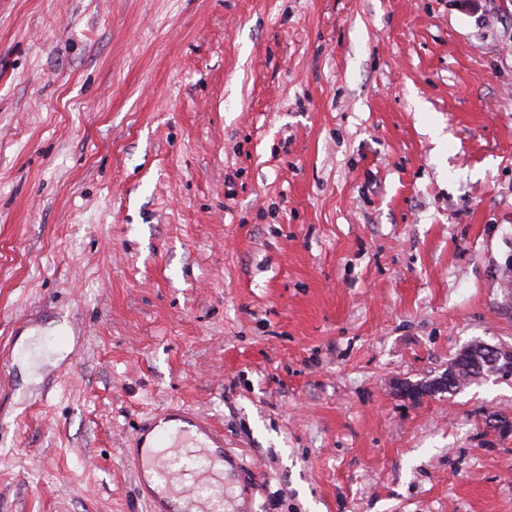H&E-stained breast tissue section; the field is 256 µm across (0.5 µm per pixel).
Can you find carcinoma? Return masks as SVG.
I'll use <instances>...</instances> for the list:
<instances>
[{"mask_svg": "<svg viewBox=\"0 0 512 512\" xmlns=\"http://www.w3.org/2000/svg\"><path fill=\"white\" fill-rule=\"evenodd\" d=\"M512 367V352L507 353L499 348H492L480 343L462 349L448 367V372L439 377L436 389L443 393H453L460 389L472 378H478L486 373L509 374L507 367Z\"/></svg>", "mask_w": 512, "mask_h": 512, "instance_id": "cac0c4a2", "label": "carcinoma"}]
</instances>
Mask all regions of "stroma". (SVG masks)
<instances>
[{
    "instance_id": "obj_1",
    "label": "stroma",
    "mask_w": 512,
    "mask_h": 512,
    "mask_svg": "<svg viewBox=\"0 0 512 512\" xmlns=\"http://www.w3.org/2000/svg\"><path fill=\"white\" fill-rule=\"evenodd\" d=\"M474 343L512 348V0H0V512H146L167 407L253 512H512V374L396 391Z\"/></svg>"
}]
</instances>
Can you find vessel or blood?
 <instances>
[{
  "label": "vessel or blood",
  "mask_w": 512,
  "mask_h": 512,
  "mask_svg": "<svg viewBox=\"0 0 512 512\" xmlns=\"http://www.w3.org/2000/svg\"><path fill=\"white\" fill-rule=\"evenodd\" d=\"M127 458L148 512H224L198 492L224 481V435L192 410L172 408L143 424Z\"/></svg>",
  "instance_id": "obj_1"
}]
</instances>
